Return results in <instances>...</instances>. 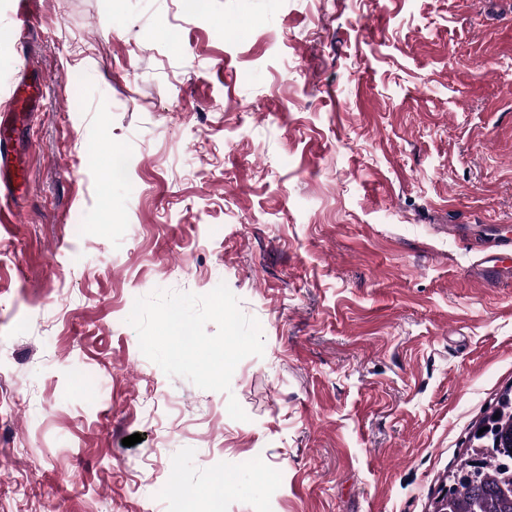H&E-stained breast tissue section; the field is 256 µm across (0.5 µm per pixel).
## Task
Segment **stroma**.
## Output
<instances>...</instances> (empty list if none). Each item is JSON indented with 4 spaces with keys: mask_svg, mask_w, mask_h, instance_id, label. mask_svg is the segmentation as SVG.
Listing matches in <instances>:
<instances>
[{
    "mask_svg": "<svg viewBox=\"0 0 512 512\" xmlns=\"http://www.w3.org/2000/svg\"><path fill=\"white\" fill-rule=\"evenodd\" d=\"M15 3L0 512H433L512 387V0H34L23 49ZM221 283L227 394L127 322Z\"/></svg>",
    "mask_w": 512,
    "mask_h": 512,
    "instance_id": "obj_1",
    "label": "stroma"
}]
</instances>
